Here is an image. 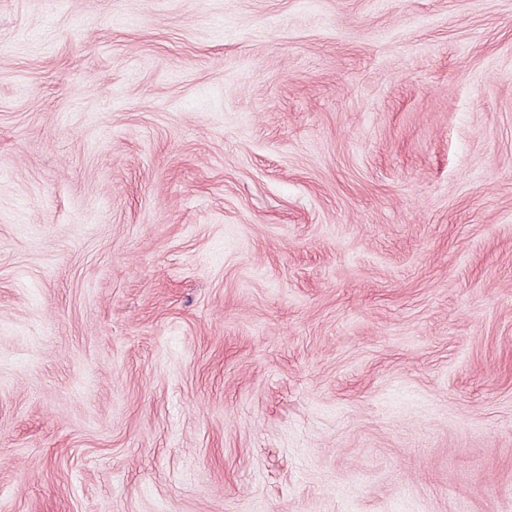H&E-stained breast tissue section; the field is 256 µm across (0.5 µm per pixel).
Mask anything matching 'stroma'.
I'll return each mask as SVG.
<instances>
[{
	"label": "stroma",
	"mask_w": 512,
	"mask_h": 512,
	"mask_svg": "<svg viewBox=\"0 0 512 512\" xmlns=\"http://www.w3.org/2000/svg\"><path fill=\"white\" fill-rule=\"evenodd\" d=\"M0 512H512V0H0Z\"/></svg>",
	"instance_id": "35a3bbf8"
}]
</instances>
